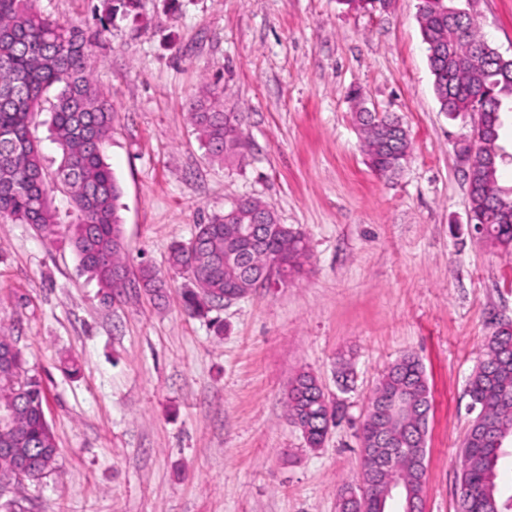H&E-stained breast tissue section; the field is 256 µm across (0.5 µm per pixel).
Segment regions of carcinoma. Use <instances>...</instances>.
<instances>
[{"mask_svg":"<svg viewBox=\"0 0 512 512\" xmlns=\"http://www.w3.org/2000/svg\"><path fill=\"white\" fill-rule=\"evenodd\" d=\"M136 0H112L97 18L104 30L119 10ZM454 0H420L417 21L433 75L440 111L471 116L484 139L479 159L464 171L472 185L470 212L484 225V244L512 252V188L499 184L498 172L512 158L500 145V131L512 113V59L501 58L470 13L448 17ZM92 46L86 32L43 14L35 0H0V222L27 224L44 240L66 229L80 269L97 281L112 301L126 296L127 246L121 229V185L104 159L112 133V103L88 66ZM50 114L49 139L60 160L50 170L35 135L37 117ZM202 149L219 164L245 159L244 115L224 111L223 92L213 88L188 107ZM363 148L382 176L403 168L410 156L407 131L389 114L357 112ZM64 198V208L53 195ZM309 246L297 228L280 222L270 205L252 200L235 210L213 214L196 225L191 238L169 246L168 265L186 280L184 312L205 317L224 294L243 297L256 288V275L279 258L288 273L302 270ZM138 287L157 293L165 285L158 269L143 265ZM0 404L12 413L0 420V495L14 482L11 473L28 457L29 480L56 469L58 448L46 420L42 383L29 374L24 353L13 337L0 333ZM469 409L476 412L460 445L457 512H505L499 465L512 441V329L488 337L484 358L467 386ZM430 388L420 359L410 353L392 364L369 398L359 428L361 461L369 466L372 492L358 495L350 485L338 490V512H392L397 496L382 498L397 481L415 493L425 483ZM335 416L315 376L298 374L285 401V417L309 448L320 447Z\"/></svg>","mask_w":512,"mask_h":512,"instance_id":"cac0c4a2","label":"carcinoma"}]
</instances>
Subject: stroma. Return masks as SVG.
Wrapping results in <instances>:
<instances>
[{
  "instance_id": "obj_1",
  "label": "stroma",
  "mask_w": 512,
  "mask_h": 512,
  "mask_svg": "<svg viewBox=\"0 0 512 512\" xmlns=\"http://www.w3.org/2000/svg\"><path fill=\"white\" fill-rule=\"evenodd\" d=\"M108 0H38L92 28ZM420 0L350 11L339 0H139L97 35L91 64L116 113L106 160L122 187L131 270L167 284L106 303L67 234L0 224V325L47 395L58 470L0 497L17 512H337L359 476L358 429L383 371L407 353L431 391L424 512H456L467 383L512 324V255L478 243L458 150L467 115L440 112ZM512 55V0H475ZM207 84L244 113L246 158L209 162L188 121ZM398 117L411 153L368 165L352 92ZM270 204L309 244L302 278L271 280L205 318L182 308L168 247L232 199ZM351 362L348 390L339 355ZM315 375L339 407L321 448L284 415ZM135 278L138 287L148 293H158L165 285L158 269L151 265H142Z\"/></svg>"
}]
</instances>
